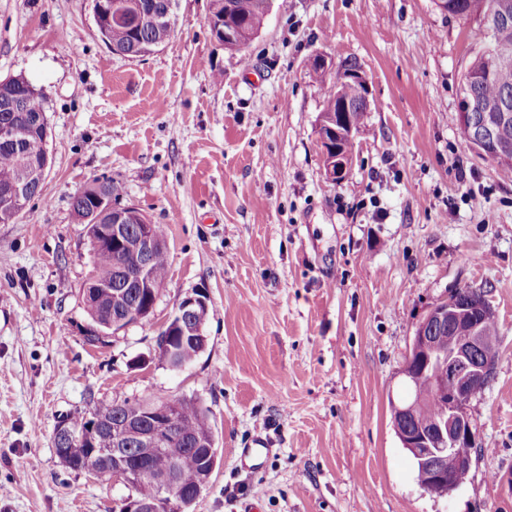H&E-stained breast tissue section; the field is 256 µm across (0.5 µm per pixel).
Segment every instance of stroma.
Segmentation results:
<instances>
[{
	"label": "stroma",
	"instance_id": "1",
	"mask_svg": "<svg viewBox=\"0 0 512 512\" xmlns=\"http://www.w3.org/2000/svg\"><path fill=\"white\" fill-rule=\"evenodd\" d=\"M178 0L168 42L110 53L91 0H0V79L45 97L51 166L0 224V512H111L118 481L55 453L59 420L90 403L187 399L218 450L189 512H512V181L457 131L478 27L434 0H270L245 55ZM328 79L356 58L370 112L344 179L318 134ZM165 228L153 314L92 345L93 267L72 198L93 180ZM457 219L448 222L449 209ZM481 288L499 324L494 377L470 402L465 485L419 487L392 423L415 324ZM207 345L174 371L158 335L195 292ZM264 447L259 469L239 448Z\"/></svg>",
	"mask_w": 512,
	"mask_h": 512
}]
</instances>
